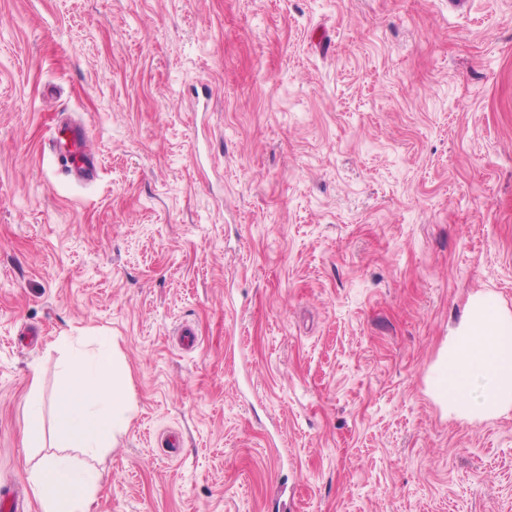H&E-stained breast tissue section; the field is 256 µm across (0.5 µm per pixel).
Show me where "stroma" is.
I'll return each mask as SVG.
<instances>
[{
    "label": "stroma",
    "mask_w": 512,
    "mask_h": 512,
    "mask_svg": "<svg viewBox=\"0 0 512 512\" xmlns=\"http://www.w3.org/2000/svg\"><path fill=\"white\" fill-rule=\"evenodd\" d=\"M66 119L94 182L49 149ZM479 294L512 313V0H0V487L27 512L67 336L112 337L138 406L91 512L282 484L286 512H512V411L428 391ZM63 130L71 133L74 160L73 167L65 169L68 176L74 174L79 181L90 182L99 176L98 158L92 140L86 134L85 130L73 123L67 122L61 124L54 140L60 143V134Z\"/></svg>",
    "instance_id": "obj_1"
}]
</instances>
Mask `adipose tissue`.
Wrapping results in <instances>:
<instances>
[{"instance_id":"ef3b65f1","label":"adipose tissue","mask_w":512,"mask_h":512,"mask_svg":"<svg viewBox=\"0 0 512 512\" xmlns=\"http://www.w3.org/2000/svg\"><path fill=\"white\" fill-rule=\"evenodd\" d=\"M69 348L56 397V435L62 447L80 449L84 458L55 455L31 471L41 512H89L102 474L88 460L111 448L134 416L129 374L114 345L101 340L90 350L75 339ZM446 358L449 411L470 418L512 408V321L492 300H471Z\"/></svg>"}]
</instances>
